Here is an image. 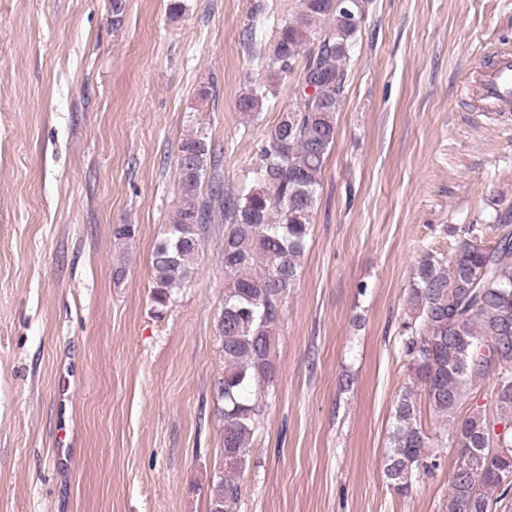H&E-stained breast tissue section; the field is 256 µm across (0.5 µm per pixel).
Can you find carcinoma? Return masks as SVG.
I'll use <instances>...</instances> for the list:
<instances>
[{"label":"carcinoma","mask_w":512,"mask_h":512,"mask_svg":"<svg viewBox=\"0 0 512 512\" xmlns=\"http://www.w3.org/2000/svg\"><path fill=\"white\" fill-rule=\"evenodd\" d=\"M368 0H301L300 13L278 26L271 55L255 50L250 26L243 40L255 60L279 74L294 71L303 45L318 49L304 64L294 109L258 143L257 167L237 194L224 192V148L203 132L178 149V201L164 238L151 254L153 302L165 308L194 278L205 238H224V304L217 322L224 373L216 383L224 425V471L217 477L209 512H233L242 495L238 477L263 418L265 391L274 386V337L283 299L293 288L305 255L325 162L336 142V112L347 83V60L360 27L348 13L365 16ZM257 84L236 108L251 117L269 101ZM512 214L488 224L449 228L451 253L424 251L407 293L411 310L401 334L409 383L398 395L384 461L388 486L408 494L421 475L437 467L433 441L421 423L418 392L448 424L457 449L443 512H512ZM496 375L497 418L474 412L457 418L466 396L487 374ZM474 448L496 453L475 454Z\"/></svg>","instance_id":"obj_1"}]
</instances>
